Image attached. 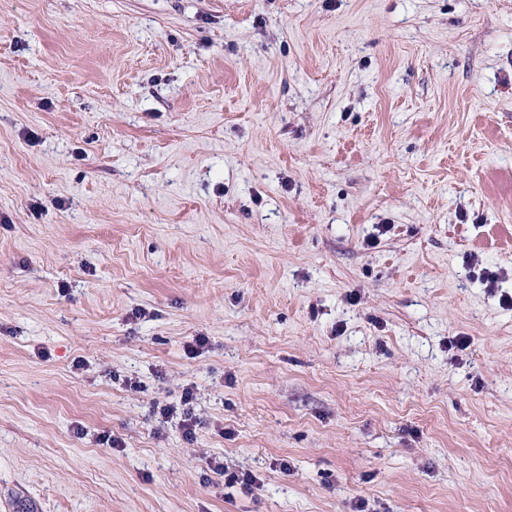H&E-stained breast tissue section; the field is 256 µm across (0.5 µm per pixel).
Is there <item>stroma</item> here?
Returning <instances> with one entry per match:
<instances>
[{
	"mask_svg": "<svg viewBox=\"0 0 512 512\" xmlns=\"http://www.w3.org/2000/svg\"><path fill=\"white\" fill-rule=\"evenodd\" d=\"M20 500L512 512V0H0Z\"/></svg>",
	"mask_w": 512,
	"mask_h": 512,
	"instance_id": "35a3bbf8",
	"label": "stroma"
}]
</instances>
